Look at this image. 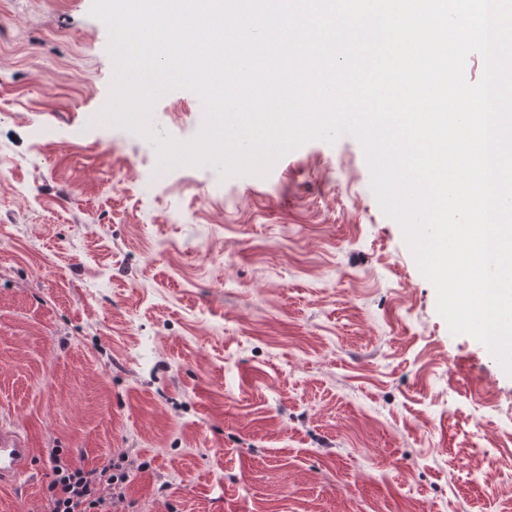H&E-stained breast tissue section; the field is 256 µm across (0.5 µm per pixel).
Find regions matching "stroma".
Listing matches in <instances>:
<instances>
[{"instance_id": "obj_1", "label": "stroma", "mask_w": 512, "mask_h": 512, "mask_svg": "<svg viewBox=\"0 0 512 512\" xmlns=\"http://www.w3.org/2000/svg\"><path fill=\"white\" fill-rule=\"evenodd\" d=\"M91 0H0V421L142 464L119 512H512V373L452 334L351 135L267 176L159 162L99 119L114 62Z\"/></svg>"}]
</instances>
